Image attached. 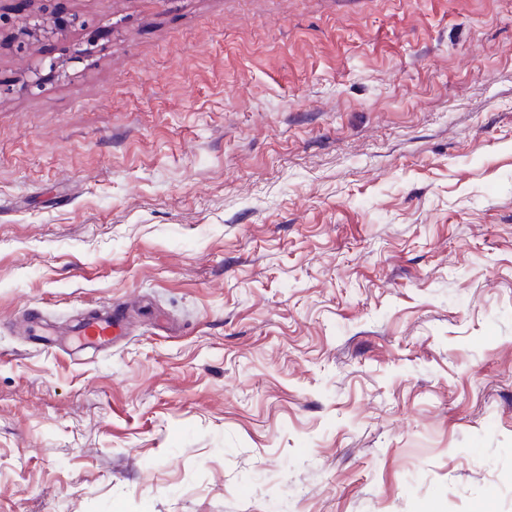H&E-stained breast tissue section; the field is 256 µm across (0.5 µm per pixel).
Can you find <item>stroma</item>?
<instances>
[{"label":"stroma","instance_id":"35a3bbf8","mask_svg":"<svg viewBox=\"0 0 512 512\" xmlns=\"http://www.w3.org/2000/svg\"><path fill=\"white\" fill-rule=\"evenodd\" d=\"M63 6L34 93L0 30V512H512V0ZM125 324L122 314L112 313V309L100 310L92 315L83 317L73 330V336L78 340L83 338L90 345H112L113 336H124Z\"/></svg>","mask_w":512,"mask_h":512}]
</instances>
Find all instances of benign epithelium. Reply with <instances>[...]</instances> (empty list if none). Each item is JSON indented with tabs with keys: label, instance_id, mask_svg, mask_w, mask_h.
<instances>
[{
	"label": "benign epithelium",
	"instance_id": "benign-epithelium-1",
	"mask_svg": "<svg viewBox=\"0 0 512 512\" xmlns=\"http://www.w3.org/2000/svg\"><path fill=\"white\" fill-rule=\"evenodd\" d=\"M39 2V8L26 15L17 24L14 35L16 51L28 56L31 60L27 78L23 84L24 90L30 93L42 87L43 71L47 70L60 76L67 74V62L32 52L31 44L41 39L59 37L68 28L86 29L90 25L87 19L79 15H71L63 21L59 20V0H39Z\"/></svg>",
	"mask_w": 512,
	"mask_h": 512
}]
</instances>
